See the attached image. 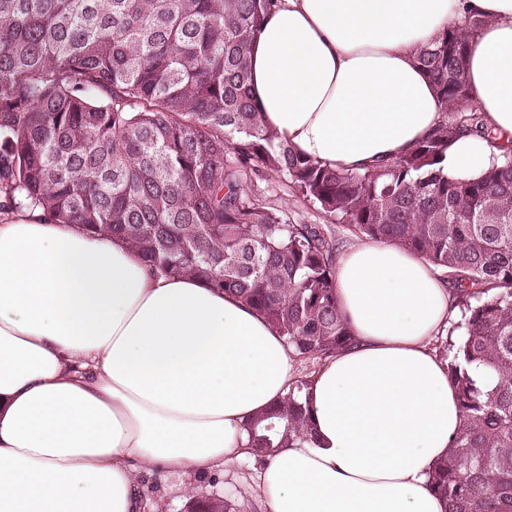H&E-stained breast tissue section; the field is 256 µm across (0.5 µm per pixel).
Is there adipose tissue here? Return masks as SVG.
Masks as SVG:
<instances>
[{
	"instance_id": "1",
	"label": "adipose tissue",
	"mask_w": 512,
	"mask_h": 512,
	"mask_svg": "<svg viewBox=\"0 0 512 512\" xmlns=\"http://www.w3.org/2000/svg\"><path fill=\"white\" fill-rule=\"evenodd\" d=\"M485 18L466 76L488 136L443 161L480 178L512 150V0H279L250 50L263 123L297 153L361 172L448 121L416 49ZM352 344L302 392L307 438L266 453L247 426L287 400L296 354L235 296L157 277L121 238L0 216V512H141L143 474L238 463L263 512H447L430 485L460 425L432 341L454 289L370 239L336 263Z\"/></svg>"
}]
</instances>
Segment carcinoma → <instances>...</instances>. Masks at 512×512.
<instances>
[{"instance_id": "obj_1", "label": "carcinoma", "mask_w": 512, "mask_h": 512, "mask_svg": "<svg viewBox=\"0 0 512 512\" xmlns=\"http://www.w3.org/2000/svg\"><path fill=\"white\" fill-rule=\"evenodd\" d=\"M274 0H0V210L118 236L158 276H194L260 312L298 356L352 343L336 299V244L270 199L283 182L331 219L448 272L468 307L449 369L460 428L430 475L448 512L512 507V152L478 181L441 163L468 106L466 58L484 20L451 26L416 59L453 119L363 173L297 154L261 118L248 54ZM493 380L485 390L470 375ZM251 425L259 448L310 429L299 396ZM187 512H232L224 496Z\"/></svg>"}]
</instances>
